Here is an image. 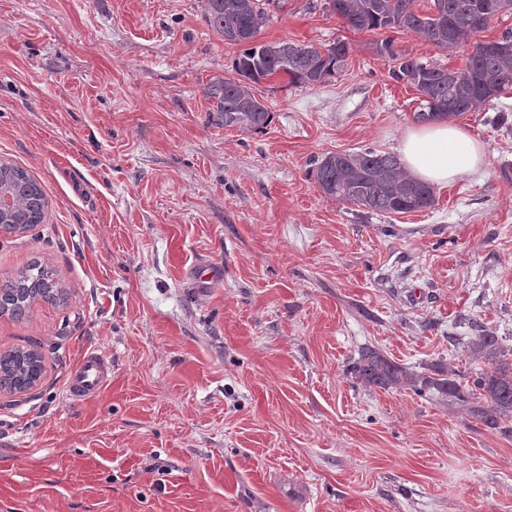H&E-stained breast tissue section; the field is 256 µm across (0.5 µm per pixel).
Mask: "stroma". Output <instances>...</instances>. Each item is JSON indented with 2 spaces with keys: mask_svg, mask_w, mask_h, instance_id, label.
<instances>
[{
  "mask_svg": "<svg viewBox=\"0 0 512 512\" xmlns=\"http://www.w3.org/2000/svg\"><path fill=\"white\" fill-rule=\"evenodd\" d=\"M205 0H0V159L37 179L43 224L0 235V278L52 267L65 304L0 319L41 382L0 393V512H512V418L369 388L363 348L414 370L512 351V89L458 116L485 165L432 207L379 214L325 197L329 153H397L417 91L383 34L324 0H276L263 42L351 47L342 72L256 95L257 133L208 120L237 47ZM397 50L451 68L408 31ZM210 266L206 287L194 277ZM105 353V384L69 392ZM105 358V354L102 353L83 356L79 369L69 385L70 392L83 396L97 392L102 386V365Z\"/></svg>",
  "mask_w": 512,
  "mask_h": 512,
  "instance_id": "1",
  "label": "stroma"
}]
</instances>
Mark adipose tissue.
Here are the masks:
<instances>
[{"instance_id":"obj_1","label":"adipose tissue","mask_w":512,"mask_h":512,"mask_svg":"<svg viewBox=\"0 0 512 512\" xmlns=\"http://www.w3.org/2000/svg\"><path fill=\"white\" fill-rule=\"evenodd\" d=\"M399 152L414 178L444 187L486 162V149L464 127L445 120L410 129Z\"/></svg>"}]
</instances>
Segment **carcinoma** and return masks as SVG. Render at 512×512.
I'll return each mask as SVG.
<instances>
[{"label":"carcinoma","instance_id":"obj_1","mask_svg":"<svg viewBox=\"0 0 512 512\" xmlns=\"http://www.w3.org/2000/svg\"><path fill=\"white\" fill-rule=\"evenodd\" d=\"M418 0H326L328 10L357 32L402 31L419 35L425 42L446 52L471 46L461 69L421 62L395 49L394 39L385 37L378 51L394 62L392 74L405 80L421 95L416 119L430 121L460 116L489 102L512 86V32L490 43L479 39L490 23L512 0H430L432 6L417 9ZM270 0H205L204 17L212 32L224 42L243 46L233 63L235 76L215 79L205 88L214 106L212 123L258 132L271 122V112L255 95L256 85L284 73L291 83L322 84L343 70L349 45H295L257 40L268 18ZM322 193L342 203L364 207L376 213H410L434 204L432 188L411 178L396 156L364 150L326 155L314 170ZM0 190L11 198V209L0 214L1 224L27 231L43 223L48 199L42 185L23 168L6 162L0 166ZM37 287L58 302L66 291L56 271L37 261L0 281L5 289L0 305L17 319L27 317V290ZM473 356L484 368L460 374L438 363L426 373H415L381 352L367 348L350 366L360 383L372 388H408L418 396L433 393L462 403H475V412L489 428L512 416V360L499 339L484 333L470 345ZM43 357L35 349L15 348L0 355V370L30 388L33 368L43 369Z\"/></svg>","mask_w":512,"mask_h":512}]
</instances>
